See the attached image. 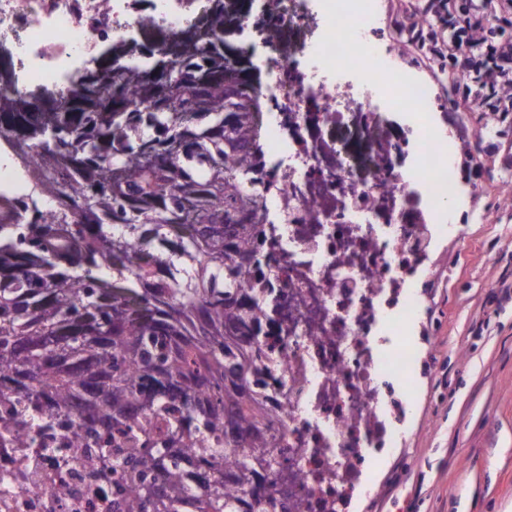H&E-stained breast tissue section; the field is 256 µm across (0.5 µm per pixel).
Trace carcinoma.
Returning <instances> with one entry per match:
<instances>
[{
    "label": "carcinoma",
    "instance_id": "1",
    "mask_svg": "<svg viewBox=\"0 0 512 512\" xmlns=\"http://www.w3.org/2000/svg\"><path fill=\"white\" fill-rule=\"evenodd\" d=\"M245 11L210 0L187 28L149 24L153 56L112 43L72 91L0 69V141L58 204L0 220V396L96 425L84 465L121 466L119 512H257L278 473L257 366L273 319L245 288L265 277L260 70L227 40ZM166 412L168 442L202 460L192 482L173 449L137 439Z\"/></svg>",
    "mask_w": 512,
    "mask_h": 512
}]
</instances>
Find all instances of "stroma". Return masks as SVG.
Masks as SVG:
<instances>
[{"mask_svg":"<svg viewBox=\"0 0 512 512\" xmlns=\"http://www.w3.org/2000/svg\"><path fill=\"white\" fill-rule=\"evenodd\" d=\"M439 5L382 0L380 10L394 67L435 87L439 105L424 125L448 135L462 182L421 291L420 322L436 338L433 371L406 369L402 443L378 460L349 512H512V107L489 98L480 111H459L464 83L436 54L453 34ZM414 20L431 35L426 47L411 41ZM327 137L364 176L370 157L356 117L345 115ZM420 322H404L401 347L419 342Z\"/></svg>","mask_w":512,"mask_h":512,"instance_id":"35a3bbf8","label":"stroma"}]
</instances>
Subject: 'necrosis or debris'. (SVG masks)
Instances as JSON below:
<instances>
[{"mask_svg": "<svg viewBox=\"0 0 512 512\" xmlns=\"http://www.w3.org/2000/svg\"><path fill=\"white\" fill-rule=\"evenodd\" d=\"M208 0H0V45L18 87H62L105 43L145 23L190 26ZM378 0H268L262 17L269 72L257 92L273 167L267 208L275 259L259 298L274 296L273 347L283 386L270 407L282 448L266 512H347L366 490L377 456L400 441L403 373L419 349H395L398 326L420 309L431 249L445 226L434 207L457 197L447 160L416 148L433 87L409 81L381 53ZM351 20L373 49L370 65L346 60L336 36ZM317 24L318 46L302 34ZM354 112L371 146L365 179L327 138ZM74 423L0 398V512H116L119 474L86 472Z\"/></svg>", "mask_w": 512, "mask_h": 512, "instance_id": "obj_1", "label": "necrosis or debris"}]
</instances>
